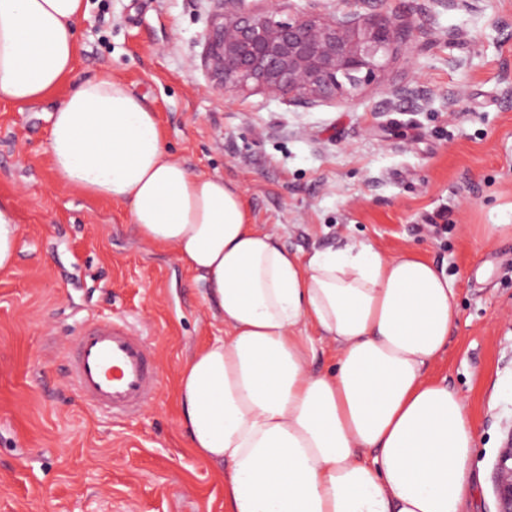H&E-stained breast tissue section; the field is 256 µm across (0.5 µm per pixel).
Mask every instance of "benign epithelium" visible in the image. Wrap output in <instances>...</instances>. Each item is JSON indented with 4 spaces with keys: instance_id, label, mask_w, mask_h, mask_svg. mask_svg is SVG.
Segmentation results:
<instances>
[{
    "instance_id": "7a95c632",
    "label": "benign epithelium",
    "mask_w": 512,
    "mask_h": 512,
    "mask_svg": "<svg viewBox=\"0 0 512 512\" xmlns=\"http://www.w3.org/2000/svg\"><path fill=\"white\" fill-rule=\"evenodd\" d=\"M207 33L205 61L218 88H257L272 99L314 105L351 96L378 79L379 59L406 36V27L359 0L367 12L335 10L326 17L311 9H288V0H265L255 11L247 0H217ZM287 18H281L283 12ZM409 99L426 106L421 83L394 87L385 103ZM498 512H512V434L495 462Z\"/></svg>"
}]
</instances>
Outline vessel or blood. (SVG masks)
I'll return each instance as SVG.
<instances>
[{
    "label": "vessel or blood",
    "mask_w": 512,
    "mask_h": 512,
    "mask_svg": "<svg viewBox=\"0 0 512 512\" xmlns=\"http://www.w3.org/2000/svg\"><path fill=\"white\" fill-rule=\"evenodd\" d=\"M68 362L73 392L114 418L137 414L157 389L150 345L121 320H83L74 331Z\"/></svg>",
    "instance_id": "1"
}]
</instances>
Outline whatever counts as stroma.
<instances>
[{
  "label": "stroma",
  "instance_id": "35a3bbf8",
  "mask_svg": "<svg viewBox=\"0 0 512 512\" xmlns=\"http://www.w3.org/2000/svg\"><path fill=\"white\" fill-rule=\"evenodd\" d=\"M476 5L377 0L437 38L395 45L353 101L306 107L216 88L215 0H90L72 76L39 101L0 102V201L21 227L17 265L0 271V512H42L45 485L56 512H224V467L188 448L176 396L180 365L222 328L205 288L137 237L123 205L63 183L47 152L59 98L103 71L144 97L174 158L238 183L252 223L288 248L353 238L445 270L459 316L428 375L468 405L472 512H497L512 431V0ZM418 81L428 106H385L387 89ZM90 316L149 338L160 388L139 415L96 413L65 383L68 335Z\"/></svg>",
  "mask_w": 512,
  "mask_h": 512
}]
</instances>
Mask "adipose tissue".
Returning <instances> with one entry per match:
<instances>
[{
  "instance_id": "adipose-tissue-1",
  "label": "adipose tissue",
  "mask_w": 512,
  "mask_h": 512,
  "mask_svg": "<svg viewBox=\"0 0 512 512\" xmlns=\"http://www.w3.org/2000/svg\"><path fill=\"white\" fill-rule=\"evenodd\" d=\"M87 0H0V100L75 69ZM56 175L123 204L137 236L206 288L222 336L177 374L180 425L227 465L225 512H464L475 445L464 400L427 369L458 316L444 271L349 241L308 258L251 224L241 188L173 158L122 80H82L49 116ZM336 364L313 371L317 343Z\"/></svg>"
}]
</instances>
